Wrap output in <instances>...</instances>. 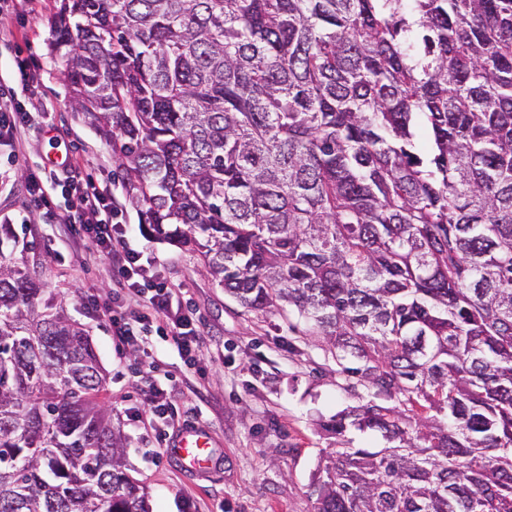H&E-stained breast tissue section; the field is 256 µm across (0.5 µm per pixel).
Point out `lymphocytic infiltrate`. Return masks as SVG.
I'll return each mask as SVG.
<instances>
[{
    "label": "lymphocytic infiltrate",
    "mask_w": 512,
    "mask_h": 512,
    "mask_svg": "<svg viewBox=\"0 0 512 512\" xmlns=\"http://www.w3.org/2000/svg\"><path fill=\"white\" fill-rule=\"evenodd\" d=\"M38 81L33 64L21 58L16 59L10 75H0V146L19 144L32 128L33 118L49 119L51 108L36 93ZM58 191L73 195L76 207L54 212ZM48 214L55 223L65 225L72 240L110 260L116 273L111 300L90 293L86 304L107 319L112 338L138 352L152 338H159L176 349L187 369H195L202 348L196 314L185 303L181 289L146 270L147 249L130 242L131 229L119 220L121 212L112 204L111 185L94 180L72 164L60 170H38L28 177V199L18 218L27 224L34 216ZM173 392V387L149 383L144 392L149 418H142L136 410L130 414L155 441H164L175 425Z\"/></svg>",
    "instance_id": "1"
}]
</instances>
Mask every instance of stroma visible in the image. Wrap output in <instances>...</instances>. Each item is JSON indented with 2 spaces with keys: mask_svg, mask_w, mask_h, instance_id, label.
I'll use <instances>...</instances> for the list:
<instances>
[{
  "mask_svg": "<svg viewBox=\"0 0 512 512\" xmlns=\"http://www.w3.org/2000/svg\"><path fill=\"white\" fill-rule=\"evenodd\" d=\"M59 0H17L0 14V28L13 34L0 47V73H11L17 54L40 66L38 92L51 103L52 133L29 132L16 148H0V221L22 211L26 176L51 160L70 158L83 172L106 179L115 173L112 143L72 107L64 62L52 53L51 18ZM126 223L137 225V242L148 244L151 270L182 288L202 314L205 342L198 365L204 377L183 366L175 350H154V368L141 353L118 348L105 320L87 312L82 298L112 286L108 260L66 243L59 226L34 219L15 225L17 263L36 271L62 299L69 317L92 338L107 372L105 400L123 444L128 474L148 494L152 512H181L192 501L197 512H314L310 481L323 455L336 445L326 423L370 392L341 373L323 340L308 335L288 312L251 311L224 292L200 258L141 225L127 187L115 194ZM61 259L51 256V249ZM173 381L175 405L187 424L207 431L223 463L209 476L183 471L169 458H155L156 442L131 425L128 411L143 405L147 381Z\"/></svg>",
  "mask_w": 512,
  "mask_h": 512,
  "instance_id": "obj_1",
  "label": "stroma"
}]
</instances>
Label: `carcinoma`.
I'll use <instances>...</instances> for the list:
<instances>
[{"instance_id":"1","label":"carcinoma","mask_w":512,"mask_h":512,"mask_svg":"<svg viewBox=\"0 0 512 512\" xmlns=\"http://www.w3.org/2000/svg\"><path fill=\"white\" fill-rule=\"evenodd\" d=\"M52 32L146 223L373 390L327 429L383 446L336 442L316 512H512V0H60ZM13 240L0 512H151Z\"/></svg>"}]
</instances>
